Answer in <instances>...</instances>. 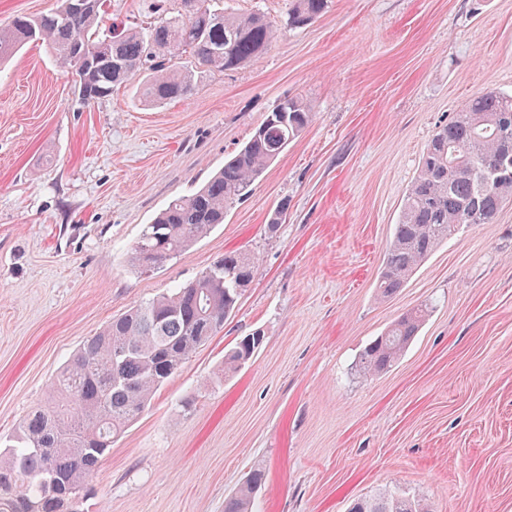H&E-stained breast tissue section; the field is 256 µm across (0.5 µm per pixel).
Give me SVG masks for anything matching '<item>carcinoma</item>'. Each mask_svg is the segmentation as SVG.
<instances>
[{"label":"carcinoma","mask_w":512,"mask_h":512,"mask_svg":"<svg viewBox=\"0 0 512 512\" xmlns=\"http://www.w3.org/2000/svg\"><path fill=\"white\" fill-rule=\"evenodd\" d=\"M82 4L75 11L76 4ZM181 12L145 26L110 22L107 0H56L38 16L0 26V65L27 43H42L74 77L85 103L144 77L142 99L156 105L195 91L198 79L258 60L279 31L260 12L231 14L224 0H180ZM328 0H291L288 27L318 18ZM312 121L303 100L286 98L248 142L202 187L171 201L131 248L129 262L154 268L224 223L229 206L252 191L266 167ZM512 203V95L486 91L439 125L426 145L377 280L382 298L404 288L417 267L464 227L493 222ZM258 260L231 251L194 281L130 308L84 343L52 378L43 405L29 413L0 451V512H78L80 496L118 437L153 394L224 326L252 284ZM428 307L400 316L360 353L365 376L389 370L425 320ZM263 331L240 337L224 354V374L241 370L262 346ZM264 473L255 471L224 499V512H249ZM349 512H430L399 491L355 501Z\"/></svg>","instance_id":"obj_1"}]
</instances>
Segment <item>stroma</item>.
I'll return each mask as SVG.
<instances>
[{
    "instance_id": "stroma-1",
    "label": "stroma",
    "mask_w": 512,
    "mask_h": 512,
    "mask_svg": "<svg viewBox=\"0 0 512 512\" xmlns=\"http://www.w3.org/2000/svg\"><path fill=\"white\" fill-rule=\"evenodd\" d=\"M288 3L224 0L280 35L165 105L141 104L137 78L83 103L37 42L0 71V437L112 318L240 249L260 259L253 283L113 443L84 512H224L255 469L253 512H348L387 490L431 512H512V203L376 295L436 127L484 91L512 94V0H329L296 30ZM296 97L311 123L223 224L160 268L131 267L144 225ZM422 304L401 359L359 376L364 347ZM255 328L263 346L222 378Z\"/></svg>"
}]
</instances>
